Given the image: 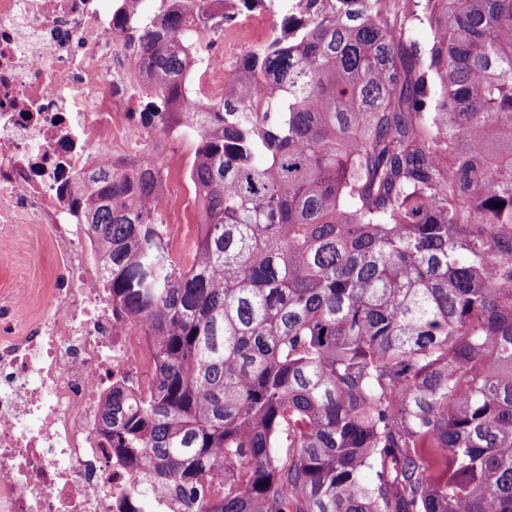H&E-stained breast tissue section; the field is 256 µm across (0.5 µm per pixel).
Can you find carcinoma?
<instances>
[{
    "instance_id": "obj_1",
    "label": "carcinoma",
    "mask_w": 512,
    "mask_h": 512,
    "mask_svg": "<svg viewBox=\"0 0 512 512\" xmlns=\"http://www.w3.org/2000/svg\"><path fill=\"white\" fill-rule=\"evenodd\" d=\"M289 2L207 112L187 74L216 17L112 9L137 126L195 143L202 224L180 265L158 159L76 183L152 356L101 433L181 512H512V0Z\"/></svg>"
}]
</instances>
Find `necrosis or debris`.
Returning a JSON list of instances; mask_svg holds the SVG:
<instances>
[{"label":"necrosis or debris","mask_w":512,"mask_h":512,"mask_svg":"<svg viewBox=\"0 0 512 512\" xmlns=\"http://www.w3.org/2000/svg\"><path fill=\"white\" fill-rule=\"evenodd\" d=\"M237 18L224 53L193 72L198 111L224 94L243 48ZM131 55L97 0H0V221L23 211L68 257L51 309L23 336L24 313L0 299V512H179L115 460L100 432L109 386H146V336L118 322L91 287L73 185L105 160L92 143L122 134L125 162L152 163L132 120Z\"/></svg>","instance_id":"obj_1"}]
</instances>
